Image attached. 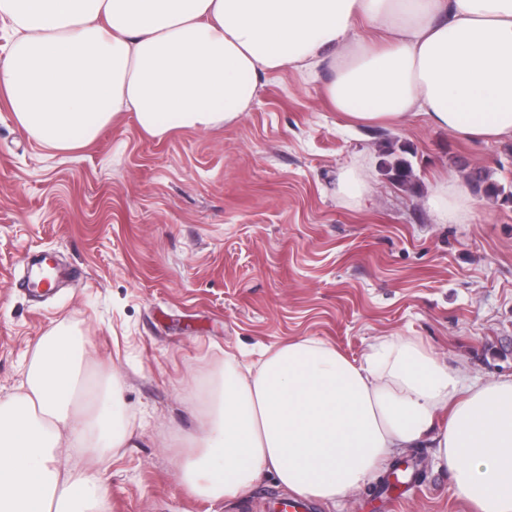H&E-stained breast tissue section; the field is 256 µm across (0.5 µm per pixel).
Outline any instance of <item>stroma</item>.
I'll return each instance as SVG.
<instances>
[{"mask_svg": "<svg viewBox=\"0 0 512 512\" xmlns=\"http://www.w3.org/2000/svg\"><path fill=\"white\" fill-rule=\"evenodd\" d=\"M390 140L409 146L414 187L380 170ZM353 163L370 176L358 207L336 196ZM477 168L512 191V141L463 143L421 115L350 128L288 68L234 124L159 139L126 113L65 153L0 102V399L40 336L78 330L83 375L116 389L132 432L95 469L106 512H273L289 495L273 476L232 500L179 478L225 360L300 337L360 360L403 336L451 368L512 375V204L475 196L463 224L425 205L436 180ZM44 253L60 277L41 297L28 273ZM401 457L422 480L393 512H471L433 449Z\"/></svg>", "mask_w": 512, "mask_h": 512, "instance_id": "stroma-1", "label": "stroma"}]
</instances>
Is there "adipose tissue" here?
<instances>
[{
    "label": "adipose tissue",
    "instance_id": "obj_1",
    "mask_svg": "<svg viewBox=\"0 0 512 512\" xmlns=\"http://www.w3.org/2000/svg\"><path fill=\"white\" fill-rule=\"evenodd\" d=\"M0 26V99L59 152L124 112L154 137L233 124L287 67L330 69L324 97L353 126L420 113L467 143L512 139V0H0ZM426 204L444 223L473 215L457 181ZM83 348L73 332L41 336L0 400V512H101L98 478L76 463L124 439L110 405L75 406ZM424 440L476 512H512V376L471 377L400 336L359 361L303 337L243 370L225 362L181 478L219 499L270 474L333 502Z\"/></svg>",
    "mask_w": 512,
    "mask_h": 512
}]
</instances>
